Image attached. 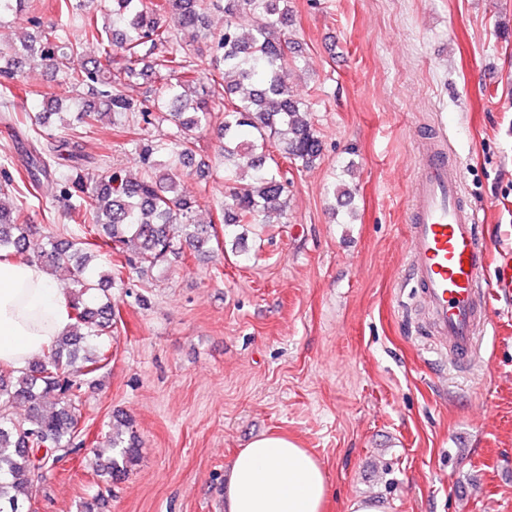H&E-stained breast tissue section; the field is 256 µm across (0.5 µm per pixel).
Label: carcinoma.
I'll return each instance as SVG.
<instances>
[{
    "mask_svg": "<svg viewBox=\"0 0 512 512\" xmlns=\"http://www.w3.org/2000/svg\"><path fill=\"white\" fill-rule=\"evenodd\" d=\"M94 5L78 15L75 10ZM286 0H54L56 22L45 26L31 0H0V18L26 12L33 32L28 40L0 44V111L11 129L27 125L29 114L14 99L19 58L47 62L63 75L75 112L70 130L90 132L102 117L120 116L136 132L130 139L141 165L138 177L104 170L90 174L78 165L53 172L63 151L78 147L67 139L44 137L45 144L27 157L25 175L4 174L0 182V257L22 255L56 272L69 273L66 289L73 319L71 329L20 370L0 368V512H23L19 498L36 499L34 478L84 447L79 428L80 393L86 377L112 362L115 305L112 291L128 287L130 276H147L157 265L223 247L239 240L244 224L270 223L269 204H287L288 171L275 161L269 147L297 167L308 168L322 154L308 105L288 90L291 69L300 67L298 51L282 37L292 10ZM224 13V29H209V16ZM78 19L81 39L69 26ZM202 38L209 54H193L176 31ZM97 55L87 58L83 44ZM158 87L135 98L129 90L148 77ZM223 86L224 112L216 130L224 185L229 189L218 220L194 219L196 200L179 189V174L189 164L196 133L213 120L216 84ZM37 123L62 111L61 99L47 92ZM168 122L167 139L142 136L143 126ZM48 195L64 203L53 224L84 209L92 223L81 237L63 241L52 232L32 244L29 224L32 200ZM27 406L18 418L11 408ZM103 445L111 455L90 449L97 470L112 480L126 475L138 458L137 436L130 422L107 431Z\"/></svg>",
    "mask_w": 512,
    "mask_h": 512,
    "instance_id": "cac0c4a2",
    "label": "carcinoma"
}]
</instances>
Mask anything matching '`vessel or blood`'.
Here are the masks:
<instances>
[{"label":"vessel or blood","instance_id":"vessel-or-blood-1","mask_svg":"<svg viewBox=\"0 0 512 512\" xmlns=\"http://www.w3.org/2000/svg\"><path fill=\"white\" fill-rule=\"evenodd\" d=\"M415 167L406 211L410 271L454 361L467 365L491 323L494 300L512 290V247L499 250L497 275L486 278L484 226L443 135L416 155Z\"/></svg>","mask_w":512,"mask_h":512}]
</instances>
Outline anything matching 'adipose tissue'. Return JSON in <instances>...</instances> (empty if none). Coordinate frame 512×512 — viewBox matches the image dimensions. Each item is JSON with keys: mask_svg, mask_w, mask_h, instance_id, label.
<instances>
[{"mask_svg": "<svg viewBox=\"0 0 512 512\" xmlns=\"http://www.w3.org/2000/svg\"><path fill=\"white\" fill-rule=\"evenodd\" d=\"M71 324L68 298L36 262L0 260V364L23 368ZM329 487L320 463L287 436L252 440L234 457L225 512H323Z\"/></svg>", "mask_w": 512, "mask_h": 512, "instance_id": "adipose-tissue-1", "label": "adipose tissue"}]
</instances>
